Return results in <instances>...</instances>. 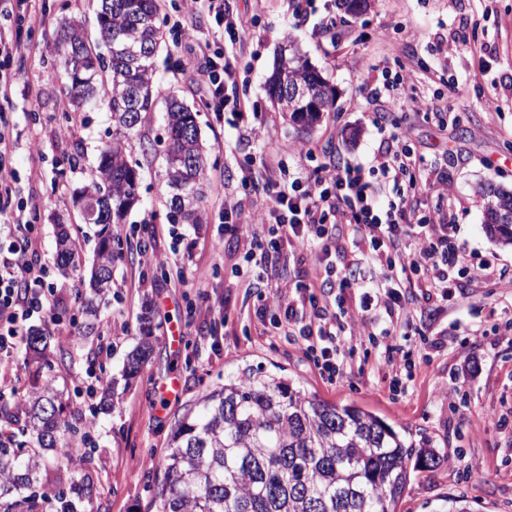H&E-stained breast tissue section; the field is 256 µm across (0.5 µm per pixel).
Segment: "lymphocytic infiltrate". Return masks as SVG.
<instances>
[{
	"instance_id": "1",
	"label": "lymphocytic infiltrate",
	"mask_w": 512,
	"mask_h": 512,
	"mask_svg": "<svg viewBox=\"0 0 512 512\" xmlns=\"http://www.w3.org/2000/svg\"><path fill=\"white\" fill-rule=\"evenodd\" d=\"M391 147L386 148L380 169L394 185H406L398 202L380 204L361 165L333 163L312 177L290 171L279 149L262 152L258 165L260 179L254 189L265 197L262 210L247 209L235 197L224 199L225 214L234 216L232 233L243 248L245 274L249 281H259L272 260L281 258L288 246L298 243L314 246L318 241H334L347 235L367 242L375 253L387 254L389 268L399 269L401 279L385 277L376 294H364L360 309L345 312L342 322H327L320 312L318 296L305 287L297 301H289L284 288L261 293V319L266 330L280 335H299L322 377L336 383L343 373L347 355L354 352L363 337L396 335L398 327H410L411 306L403 301L405 274L415 275L425 287L426 299L447 297L456 287L457 275L481 276L498 287L506 282L493 274L491 263H472L450 233L448 214L435 210L419 223L406 221L407 193L422 181L420 159L405 149L404 134L389 132ZM13 147L10 122L0 113V217L7 233L5 252L0 255V355L7 357L22 342V324L34 314L51 315L56 304L54 290L46 280L45 267L32 264L28 255L32 243L26 234L21 210L12 206L15 170L5 158ZM385 312L400 309L401 326L376 331L373 321L365 318L371 306Z\"/></svg>"
}]
</instances>
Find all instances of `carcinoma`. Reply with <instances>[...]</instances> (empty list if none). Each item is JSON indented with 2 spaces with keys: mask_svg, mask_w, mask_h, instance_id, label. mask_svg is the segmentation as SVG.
<instances>
[{
  "mask_svg": "<svg viewBox=\"0 0 512 512\" xmlns=\"http://www.w3.org/2000/svg\"><path fill=\"white\" fill-rule=\"evenodd\" d=\"M97 20L104 49L88 54L81 25H61L56 52L65 59L71 111L105 105L112 114V141L105 144L82 199L87 223L102 225L97 262L88 280L82 308L97 316L109 289L96 287L97 275L112 276L118 249L108 227L120 223L137 204L139 162L130 160L143 113L153 110L160 93L154 59L166 44L158 0H99ZM309 91L288 101V85ZM272 106L310 130L335 105L321 73L304 63L282 62L268 79ZM165 190L160 202L171 224H201V186L206 156L198 113L181 100L166 99ZM194 194L183 204L171 188ZM485 229L512 246V191L485 183L478 188ZM57 266L77 270L79 254L66 230H60ZM28 346L47 370L46 336L35 332ZM150 344L127 357L124 376H139ZM24 425L0 431V512H15L37 502L42 466L39 450L61 447L72 460L83 442L61 397L51 384L32 392ZM445 458L429 441L395 431L372 412L354 404L336 405L306 396L282 377L244 370L220 389L204 394L175 422L165 458L157 512H397L413 471H433Z\"/></svg>",
  "mask_w": 512,
  "mask_h": 512,
  "instance_id": "obj_1",
  "label": "carcinoma"
}]
</instances>
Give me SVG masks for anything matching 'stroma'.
<instances>
[{"instance_id": "stroma-1", "label": "stroma", "mask_w": 512, "mask_h": 512, "mask_svg": "<svg viewBox=\"0 0 512 512\" xmlns=\"http://www.w3.org/2000/svg\"><path fill=\"white\" fill-rule=\"evenodd\" d=\"M225 3L229 15L249 20L236 42L206 5L186 17L181 0H162L167 46L156 58L162 90L198 111L207 150V222L168 223L159 204L161 164L144 166L139 202L114 228L124 258L113 269L109 303L99 312L95 335L86 339L78 336L85 316L76 291L83 283L54 266L56 227L66 225L79 239L82 270L90 272L98 227L84 222L78 198L112 139V116L103 106L70 111L55 42L67 19L82 21L89 40L98 41L96 0H37L40 20L22 32L12 61L15 88L0 107L16 141L15 196L35 205L29 236L35 254L51 263L56 288L54 320L35 317L23 327L50 335L52 355L64 356L55 386L68 414L87 425L85 461L67 467L47 454L41 492L55 499L79 472L93 512H156L154 493L172 426L205 392L252 368L287 376L317 400L358 404L395 430L431 439L447 460L417 473L400 512H438L458 495L470 512H512V292L466 279L447 301L419 302L413 331L395 338L416 365L400 394L390 392V370L369 342L348 356L342 379L331 384L299 337L264 335L256 294L238 273L241 252L224 235L217 199L224 190L237 193L246 207L262 206V196L241 177L269 137L285 147L312 146L308 157L286 154L289 169L310 173L340 159L370 169L371 181L383 187L379 118L389 129L409 131L411 147L424 160L428 187L418 209L447 196L453 236L469 260L490 261L496 273L512 279V248L485 233L477 194L486 181L512 189V0H373L358 17L343 15L337 0ZM205 42L237 71L219 115L197 80ZM284 52L307 59L336 90L335 111L307 133L294 131L288 116L274 110L265 84ZM401 74L405 83L385 91ZM491 97L500 111L488 109ZM416 98L423 109L413 106ZM315 268L309 251L289 250L287 263L269 267L262 287L310 283ZM120 324L126 332L113 339L112 328ZM146 337L152 342L148 364L125 383L126 357ZM89 371L99 384L114 382L109 408L100 409L99 396L88 394ZM172 374L178 394L156 409L157 388ZM42 383L24 352L0 358V400L16 415H23L28 392ZM448 389L453 399L443 398Z\"/></svg>"}]
</instances>
